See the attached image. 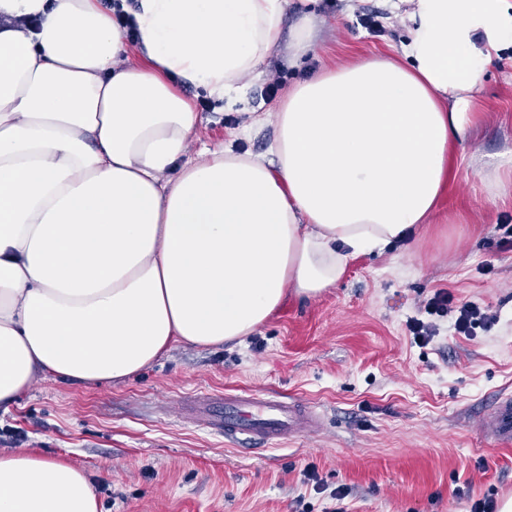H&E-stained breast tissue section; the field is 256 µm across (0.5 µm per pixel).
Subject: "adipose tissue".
<instances>
[{
  "label": "adipose tissue",
  "instance_id": "adipose-tissue-1",
  "mask_svg": "<svg viewBox=\"0 0 512 512\" xmlns=\"http://www.w3.org/2000/svg\"><path fill=\"white\" fill-rule=\"evenodd\" d=\"M383 2L395 54L289 86L266 152L199 162L175 82L235 99L290 0H137V63L100 0H0V407L241 340L428 223L486 68L512 58V0ZM0 512L99 505L82 470L17 451Z\"/></svg>",
  "mask_w": 512,
  "mask_h": 512
}]
</instances>
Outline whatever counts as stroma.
<instances>
[{"mask_svg":"<svg viewBox=\"0 0 512 512\" xmlns=\"http://www.w3.org/2000/svg\"><path fill=\"white\" fill-rule=\"evenodd\" d=\"M324 24L315 50L291 62L288 41L249 78L234 106L208 101L192 150L229 141L260 119L241 149L265 152L271 114L293 83L392 51L399 28H373L381 0L346 16L343 0H316ZM279 94L267 96L271 81ZM482 118L452 154L454 178L413 240L351 260L315 298L287 295L255 333L214 347L176 344L139 376L92 386L39 378L0 408V453L29 449L82 469L101 512H471L512 496V441L479 424L512 395V197L492 198L512 176V62L490 67L477 94ZM447 290L493 322L459 333L428 303ZM418 319L436 334L420 345ZM269 392L315 405L322 429L257 444L224 439L186 407L200 394Z\"/></svg>","mask_w":512,"mask_h":512,"instance_id":"stroma-1","label":"stroma"}]
</instances>
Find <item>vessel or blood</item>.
<instances>
[{
  "mask_svg": "<svg viewBox=\"0 0 512 512\" xmlns=\"http://www.w3.org/2000/svg\"><path fill=\"white\" fill-rule=\"evenodd\" d=\"M205 423L210 428L222 431L230 441L248 436L268 442L315 430L320 424V415L307 404L292 405L256 394L246 398H225L223 416L206 418ZM481 430L495 439L512 438L511 396L499 400L492 413L482 420Z\"/></svg>",
  "mask_w": 512,
  "mask_h": 512,
  "instance_id": "vessel-or-blood-1",
  "label": "vessel or blood"
}]
</instances>
